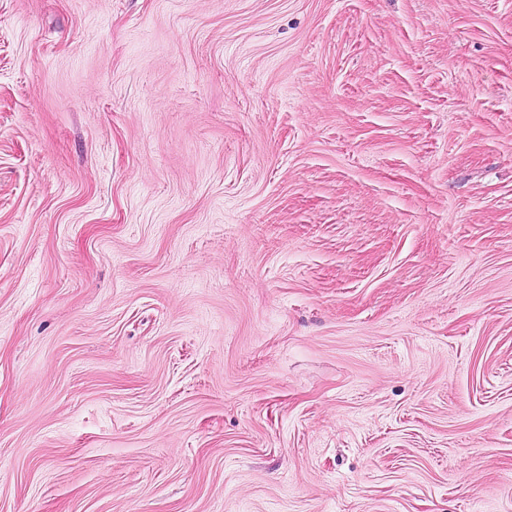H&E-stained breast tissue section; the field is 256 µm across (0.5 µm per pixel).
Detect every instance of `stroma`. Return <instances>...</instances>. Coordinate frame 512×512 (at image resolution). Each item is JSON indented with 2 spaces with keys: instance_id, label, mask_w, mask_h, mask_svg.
<instances>
[{
  "instance_id": "1",
  "label": "stroma",
  "mask_w": 512,
  "mask_h": 512,
  "mask_svg": "<svg viewBox=\"0 0 512 512\" xmlns=\"http://www.w3.org/2000/svg\"><path fill=\"white\" fill-rule=\"evenodd\" d=\"M0 512H512V0H0Z\"/></svg>"
}]
</instances>
